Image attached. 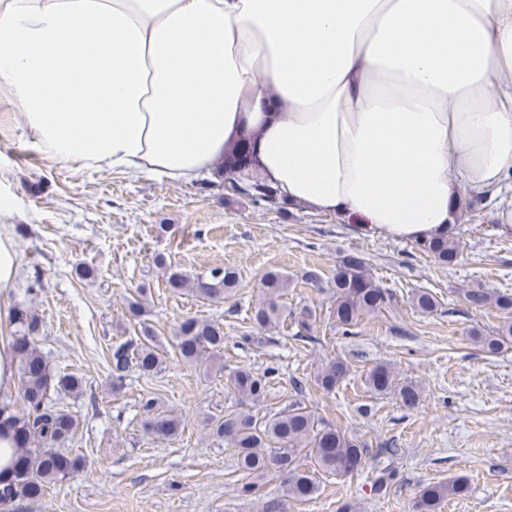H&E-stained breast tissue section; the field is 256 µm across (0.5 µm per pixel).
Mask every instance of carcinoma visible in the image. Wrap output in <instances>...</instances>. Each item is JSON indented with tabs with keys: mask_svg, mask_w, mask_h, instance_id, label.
<instances>
[{
	"mask_svg": "<svg viewBox=\"0 0 512 512\" xmlns=\"http://www.w3.org/2000/svg\"><path fill=\"white\" fill-rule=\"evenodd\" d=\"M250 150L239 146L235 156L224 160L218 173L219 184L231 198L245 199L255 205L281 204L277 190L264 179L252 175ZM416 249L441 265L452 264L461 253V244L454 236L440 234L416 243ZM155 263L165 268L167 287L175 293L186 291L211 303H220L231 297L238 284V274L231 267H215L207 272L189 276L166 265L157 257ZM288 275L277 269L268 270L260 281L262 299L251 311L252 328L259 334L269 332L286 321L297 328L296 336L311 338L317 322L316 309L307 305L289 311L281 302L291 287ZM333 301L329 317L345 335L355 334L362 318L378 313L395 300L392 289L374 279L366 258L356 252L340 256L330 279ZM462 301L472 310L482 311L496 307L506 315L507 322L498 330L484 334L472 331L481 348L495 354L512 344V294L495 292L488 288H467L461 292ZM412 306L422 313L438 311L439 301L434 294L421 290L411 298ZM130 317L137 326V339L127 340L112 348V387L120 388L126 373L136 368L149 375L164 363L163 350L155 343V332L148 319L147 308L137 299L128 302ZM18 325L13 340L17 360L19 390L22 408L13 412L0 407V424L6 423L17 437L16 461L8 483L0 488V501L19 498H37L53 483L61 482L79 472L82 461L57 452L67 445L79 428L78 419L64 409L48 404L50 391L77 393L82 390V378L75 374H54L36 347L34 336L39 331L36 315L19 311ZM176 348L186 362H198L205 357L222 358L224 326L217 321L187 318L177 328ZM349 363L341 357H332L321 364L314 381L320 391L331 394L348 379ZM273 370L259 372L240 366L224 374L226 386L239 397L240 408L209 421L212 431L224 438L236 456L241 474L238 492L248 497L258 490L257 480L268 476L285 475V497L262 501L261 512H288V498L308 500L319 488L322 474L353 476L361 472L368 448L341 427L317 416L302 402L295 401L288 409L269 411L264 415L253 412L261 405L270 389ZM365 384L374 395H393L405 407L413 408L421 401L419 386L399 378L387 364H377L368 370ZM147 415L144 428L154 438L173 437L181 420L170 414L156 413V400L147 398L142 403ZM310 458L302 468L300 455ZM467 490L466 481L455 478L445 483L424 487L414 502V512H440L442 502Z\"/></svg>",
	"mask_w": 512,
	"mask_h": 512,
	"instance_id": "1",
	"label": "carcinoma"
}]
</instances>
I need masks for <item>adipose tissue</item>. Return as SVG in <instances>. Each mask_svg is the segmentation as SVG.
Wrapping results in <instances>:
<instances>
[{
    "label": "adipose tissue",
    "mask_w": 512,
    "mask_h": 512,
    "mask_svg": "<svg viewBox=\"0 0 512 512\" xmlns=\"http://www.w3.org/2000/svg\"><path fill=\"white\" fill-rule=\"evenodd\" d=\"M0 102L44 157L280 197L414 243L512 176V0H0Z\"/></svg>",
    "instance_id": "obj_1"
}]
</instances>
